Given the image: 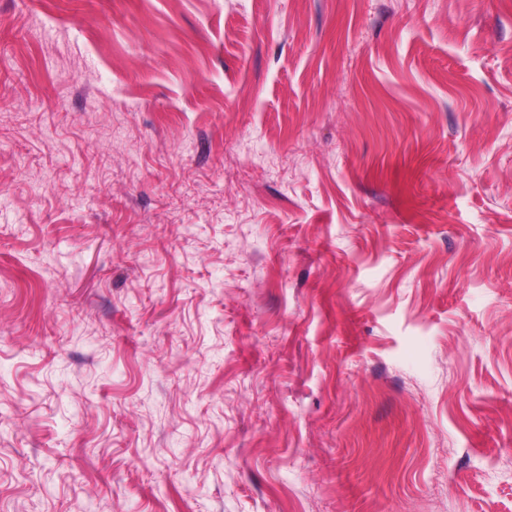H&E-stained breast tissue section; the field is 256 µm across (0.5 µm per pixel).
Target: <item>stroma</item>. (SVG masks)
I'll list each match as a JSON object with an SVG mask.
<instances>
[{
    "mask_svg": "<svg viewBox=\"0 0 512 512\" xmlns=\"http://www.w3.org/2000/svg\"><path fill=\"white\" fill-rule=\"evenodd\" d=\"M0 512H512V0H0Z\"/></svg>",
    "mask_w": 512,
    "mask_h": 512,
    "instance_id": "1",
    "label": "stroma"
}]
</instances>
